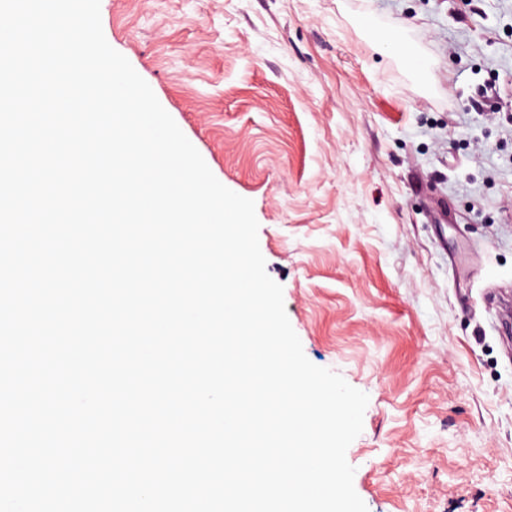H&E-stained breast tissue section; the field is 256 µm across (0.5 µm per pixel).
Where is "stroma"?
Segmentation results:
<instances>
[{
  "label": "stroma",
  "mask_w": 512,
  "mask_h": 512,
  "mask_svg": "<svg viewBox=\"0 0 512 512\" xmlns=\"http://www.w3.org/2000/svg\"><path fill=\"white\" fill-rule=\"evenodd\" d=\"M251 199L305 355L365 392L368 512H512V0H100ZM399 32L409 71L378 40Z\"/></svg>",
  "instance_id": "1"
}]
</instances>
